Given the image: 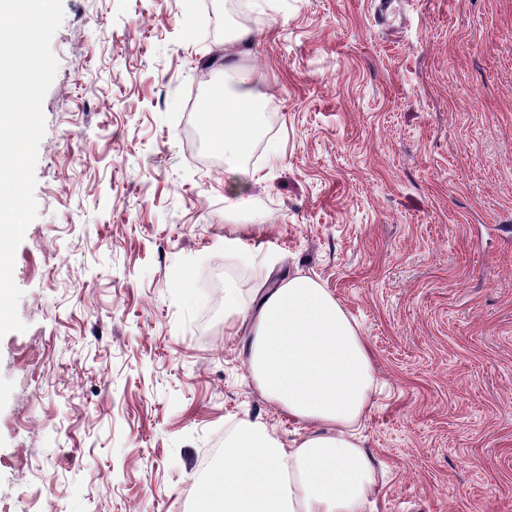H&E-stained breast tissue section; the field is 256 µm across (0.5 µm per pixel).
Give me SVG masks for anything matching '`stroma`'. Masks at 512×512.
Here are the masks:
<instances>
[{"instance_id": "obj_1", "label": "stroma", "mask_w": 512, "mask_h": 512, "mask_svg": "<svg viewBox=\"0 0 512 512\" xmlns=\"http://www.w3.org/2000/svg\"><path fill=\"white\" fill-rule=\"evenodd\" d=\"M62 5L26 329L0 337V512H194L232 422L293 439L211 285L243 311L288 272L367 339L364 512H512V0H397L386 27L372 0ZM245 25L263 115L232 209L196 134Z\"/></svg>"}]
</instances>
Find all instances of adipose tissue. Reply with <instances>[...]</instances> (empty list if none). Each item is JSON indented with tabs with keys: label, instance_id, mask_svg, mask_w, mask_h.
<instances>
[{
	"label": "adipose tissue",
	"instance_id": "ef3b65f1",
	"mask_svg": "<svg viewBox=\"0 0 512 512\" xmlns=\"http://www.w3.org/2000/svg\"><path fill=\"white\" fill-rule=\"evenodd\" d=\"M224 77L240 88L224 115L225 158L243 157L260 122L254 74L236 63ZM242 335L245 363L262 396L298 423L284 444L260 421L224 435L219 475L203 482L196 512H363L374 469L357 429L372 405L375 377L356 323L306 275L257 288L254 305L229 322Z\"/></svg>",
	"mask_w": 512,
	"mask_h": 512
}]
</instances>
